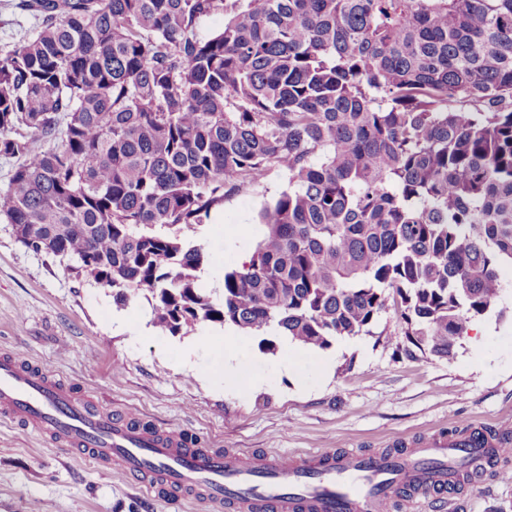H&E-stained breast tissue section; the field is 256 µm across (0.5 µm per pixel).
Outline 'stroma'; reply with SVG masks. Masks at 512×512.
<instances>
[{"mask_svg": "<svg viewBox=\"0 0 512 512\" xmlns=\"http://www.w3.org/2000/svg\"><path fill=\"white\" fill-rule=\"evenodd\" d=\"M289 187L270 170L227 195L197 229L209 268L241 264L259 241V213ZM499 312L476 318L452 356L418 349L394 308L326 350L205 324L216 338L185 365V334L150 327L145 299L115 305L112 291L64 273L0 223V356L70 385L96 409L130 411L163 431L184 430L225 456L295 458L358 450L384 455L437 433L461 435L512 421V283ZM220 512L158 496L120 472L73 457L49 437L0 422V512ZM413 512H512V455L421 501Z\"/></svg>", "mask_w": 512, "mask_h": 512, "instance_id": "stroma-1", "label": "stroma"}]
</instances>
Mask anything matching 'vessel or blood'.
Returning <instances> with one entry per match:
<instances>
[{
	"instance_id": "obj_1",
	"label": "vessel or blood",
	"mask_w": 512,
	"mask_h": 512,
	"mask_svg": "<svg viewBox=\"0 0 512 512\" xmlns=\"http://www.w3.org/2000/svg\"><path fill=\"white\" fill-rule=\"evenodd\" d=\"M0 420L25 422L53 436L69 454L113 466L150 492L185 493L227 512H390L394 490L408 502L451 487L463 470L512 444V426L492 434L471 430L452 439L434 435L411 457L312 454L227 458L189 447L183 433L149 435L133 422L93 411L42 371L0 358Z\"/></svg>"
}]
</instances>
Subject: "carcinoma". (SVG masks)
Masks as SVG:
<instances>
[{"label": "carcinoma", "instance_id": "1", "mask_svg": "<svg viewBox=\"0 0 512 512\" xmlns=\"http://www.w3.org/2000/svg\"><path fill=\"white\" fill-rule=\"evenodd\" d=\"M0 220L67 274L310 349L387 301L448 357L512 265V0H15ZM222 28L199 35L200 19ZM43 142L36 150L33 143ZM288 172L248 260L200 287L194 235Z\"/></svg>", "mask_w": 512, "mask_h": 512}]
</instances>
